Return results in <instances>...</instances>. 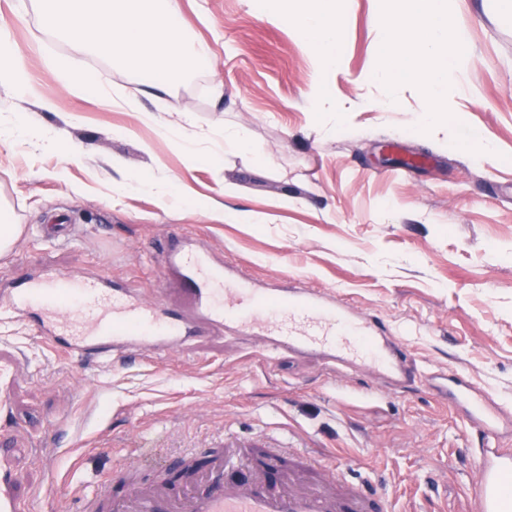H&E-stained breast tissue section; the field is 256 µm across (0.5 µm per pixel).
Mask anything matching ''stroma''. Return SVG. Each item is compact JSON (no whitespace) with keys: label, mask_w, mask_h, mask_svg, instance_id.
Returning <instances> with one entry per match:
<instances>
[{"label":"stroma","mask_w":512,"mask_h":512,"mask_svg":"<svg viewBox=\"0 0 512 512\" xmlns=\"http://www.w3.org/2000/svg\"><path fill=\"white\" fill-rule=\"evenodd\" d=\"M180 2L214 56L152 96L112 58L45 31L38 0H0V24L39 80L32 95L0 82V207L21 227L0 286L48 267L147 299L163 287L182 309L176 278L157 275L176 229L257 282L322 289L378 315L421 371H462L512 404V9L451 0L448 19L476 62L440 124L422 130L429 102L411 73L370 76L379 0H344L338 65L320 76L262 0ZM57 59L91 74L93 89L68 92L48 66ZM317 76L337 111L310 107ZM218 82L220 106L209 93ZM42 96L56 111L41 110ZM388 98L397 106L378 110ZM228 128L246 130L267 161L226 148ZM474 133L495 154L475 152ZM399 137L421 159L401 174L388 148ZM157 180L189 201L162 206ZM228 184L235 193L222 196ZM34 323L0 322V431L23 439L9 464L31 512H80L83 493L143 441L203 458L228 435L334 460L339 478H366L393 512H468L484 439L427 385L381 394L362 371L271 356L228 333L169 354L78 360Z\"/></svg>","instance_id":"1"}]
</instances>
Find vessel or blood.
<instances>
[{"instance_id":"obj_1","label":"vessel or blood","mask_w":512,"mask_h":512,"mask_svg":"<svg viewBox=\"0 0 512 512\" xmlns=\"http://www.w3.org/2000/svg\"><path fill=\"white\" fill-rule=\"evenodd\" d=\"M193 305L189 317L175 315L163 299L146 302L131 288L104 278L60 279L45 273L22 288L0 290V319L20 320L36 314L39 337L64 344L76 358H106L136 350L165 353L182 349L215 329L258 341L265 352L313 355L331 364L353 366L383 382L385 391L417 382L434 384L440 397L461 405L473 430L489 442L477 449L473 512H512V452L493 447L499 428L512 421L505 408L483 399L461 373H419L404 344L387 333L375 315L355 313L346 303L316 288L278 293L209 261L199 249L170 254ZM300 470L272 482L277 459L256 464L249 447L237 442L216 449L193 484L173 487L166 476L171 458L151 464L152 484L121 486L99 483L92 498L107 512H388V502L364 485H336L333 468L320 469L310 486H302L301 470L311 469L301 453ZM246 466L245 480L224 477L225 469ZM15 476L0 467V512H21L13 486Z\"/></svg>"}]
</instances>
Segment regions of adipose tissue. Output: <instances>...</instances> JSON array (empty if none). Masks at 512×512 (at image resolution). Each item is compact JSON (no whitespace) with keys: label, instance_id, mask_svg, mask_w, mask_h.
I'll return each instance as SVG.
<instances>
[{"label":"adipose tissue","instance_id":"obj_1","mask_svg":"<svg viewBox=\"0 0 512 512\" xmlns=\"http://www.w3.org/2000/svg\"><path fill=\"white\" fill-rule=\"evenodd\" d=\"M405 17L387 22L381 30L382 51L375 76L394 79L410 68L430 95L432 104L420 124L433 126L440 112L437 101L448 90V67L472 60L467 38L448 21L446 0H408ZM274 18L308 45L319 67L336 63L341 28L336 0H277ZM41 26L60 38L77 41L88 52H106L130 71L139 73L150 92H167L189 70L208 66L211 50L189 35L182 24L179 0H43ZM0 60L7 61L0 78L23 94L34 83L26 58L8 25H0Z\"/></svg>","mask_w":512,"mask_h":512}]
</instances>
